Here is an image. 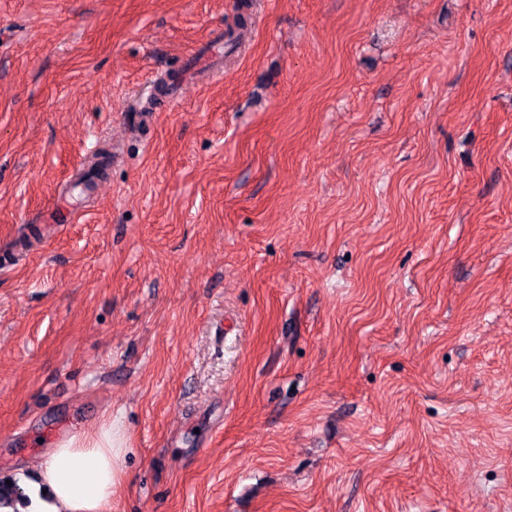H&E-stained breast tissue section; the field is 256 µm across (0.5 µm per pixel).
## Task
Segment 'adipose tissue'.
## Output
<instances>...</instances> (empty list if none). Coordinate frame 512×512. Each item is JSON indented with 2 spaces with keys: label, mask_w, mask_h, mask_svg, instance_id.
I'll return each instance as SVG.
<instances>
[{
  "label": "adipose tissue",
  "mask_w": 512,
  "mask_h": 512,
  "mask_svg": "<svg viewBox=\"0 0 512 512\" xmlns=\"http://www.w3.org/2000/svg\"><path fill=\"white\" fill-rule=\"evenodd\" d=\"M119 419L102 420L95 433L78 432L45 449L28 504H0V512H112V496L126 479L127 451Z\"/></svg>",
  "instance_id": "adipose-tissue-1"
}]
</instances>
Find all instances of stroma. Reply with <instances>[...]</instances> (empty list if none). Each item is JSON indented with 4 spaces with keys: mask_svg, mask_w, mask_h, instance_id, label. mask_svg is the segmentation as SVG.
Instances as JSON below:
<instances>
[{
    "mask_svg": "<svg viewBox=\"0 0 512 512\" xmlns=\"http://www.w3.org/2000/svg\"><path fill=\"white\" fill-rule=\"evenodd\" d=\"M240 1L0 0V474L115 416L112 512H512V0Z\"/></svg>",
    "mask_w": 512,
    "mask_h": 512,
    "instance_id": "35a3bbf8",
    "label": "stroma"
}]
</instances>
